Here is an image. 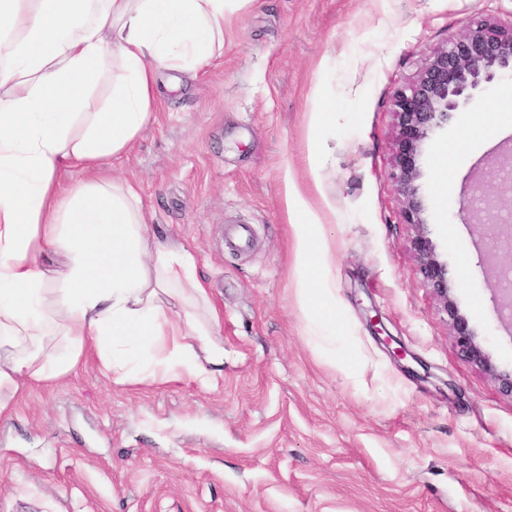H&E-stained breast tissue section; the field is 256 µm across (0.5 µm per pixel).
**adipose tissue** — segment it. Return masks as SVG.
<instances>
[{"label":"adipose tissue","mask_w":512,"mask_h":512,"mask_svg":"<svg viewBox=\"0 0 512 512\" xmlns=\"http://www.w3.org/2000/svg\"><path fill=\"white\" fill-rule=\"evenodd\" d=\"M247 2L0 0V417L90 349L116 384L217 386L223 315L194 255L159 241L134 185L96 173L153 119L162 75L193 76L223 55L224 22ZM66 166L87 179L60 188ZM294 227L301 303L330 346L336 296L314 285L306 213ZM50 251L60 267L41 263Z\"/></svg>","instance_id":"obj_1"}]
</instances>
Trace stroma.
Segmentation results:
<instances>
[{"mask_svg":"<svg viewBox=\"0 0 512 512\" xmlns=\"http://www.w3.org/2000/svg\"><path fill=\"white\" fill-rule=\"evenodd\" d=\"M476 16L510 22L512 0H252L221 58L162 87L99 175L139 185L158 237L195 256L224 312V377L116 385L91 353L25 388L0 418V512H512V399L460 359L390 177L395 89ZM511 85H482L430 132L417 180L457 305L503 372L512 321L493 284L512 251L459 208L477 182L495 190L512 129L438 161ZM296 197L321 220L332 355L298 296Z\"/></svg>","mask_w":512,"mask_h":512,"instance_id":"35a3bbf8","label":"stroma"}]
</instances>
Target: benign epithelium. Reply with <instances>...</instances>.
<instances>
[{
    "mask_svg": "<svg viewBox=\"0 0 512 512\" xmlns=\"http://www.w3.org/2000/svg\"><path fill=\"white\" fill-rule=\"evenodd\" d=\"M505 71L512 72V23L473 19L460 35L448 38L446 45L428 58L412 80L394 92L392 105L397 136L390 176L402 197L405 223L415 231L411 247L419 273L448 315L458 353L493 378L502 394L512 397V375L497 371L453 300V286L448 282L446 267L428 237L426 207L416 185L420 176L418 160L429 132L447 127L452 114L460 111L474 91ZM495 207V198L479 184L473 196L463 202L462 210L489 244L495 247L505 244L512 249V218L490 220L488 214ZM495 290L500 314L512 320V278L508 272L502 271L496 277Z\"/></svg>",
    "mask_w": 512,
    "mask_h": 512,
    "instance_id": "benign-epithelium-1",
    "label": "benign epithelium"
}]
</instances>
